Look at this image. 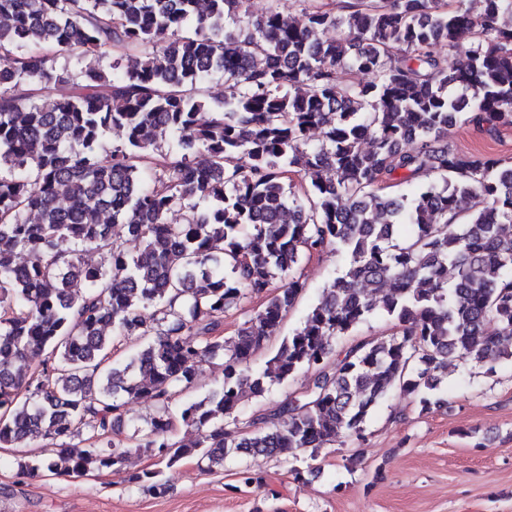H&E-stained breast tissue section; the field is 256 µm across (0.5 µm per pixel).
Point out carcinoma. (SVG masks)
<instances>
[{
  "mask_svg": "<svg viewBox=\"0 0 512 512\" xmlns=\"http://www.w3.org/2000/svg\"><path fill=\"white\" fill-rule=\"evenodd\" d=\"M242 3L0 0V447L52 444L15 459L22 478L93 465L162 497L183 460L212 470L244 451L288 454L299 482L320 449L365 440L396 393L448 408V359L512 360V163L445 142L459 123L512 126V0L310 3L302 25ZM111 46L125 63L102 65ZM215 72L224 98L209 103L199 84ZM327 248L342 273L255 365L305 290L302 259ZM90 250L104 263H84ZM247 298L259 307L229 346L224 313ZM374 316L399 331L335 350ZM207 363L222 381L178 402ZM302 371L304 391L239 430L244 380L260 396ZM138 400L154 412L124 436ZM133 450L156 467L127 472Z\"/></svg>",
  "mask_w": 512,
  "mask_h": 512,
  "instance_id": "obj_1",
  "label": "carcinoma"
}]
</instances>
